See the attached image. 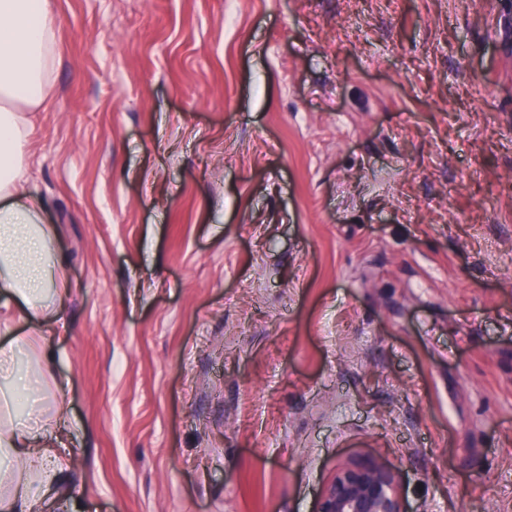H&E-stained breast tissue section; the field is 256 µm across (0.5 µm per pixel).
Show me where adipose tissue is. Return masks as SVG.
I'll list each match as a JSON object with an SVG mask.
<instances>
[{
  "instance_id": "1",
  "label": "adipose tissue",
  "mask_w": 512,
  "mask_h": 512,
  "mask_svg": "<svg viewBox=\"0 0 512 512\" xmlns=\"http://www.w3.org/2000/svg\"><path fill=\"white\" fill-rule=\"evenodd\" d=\"M56 23L48 0H0V296L14 301L31 324L29 335L0 344V378L10 382L9 390L0 392V458L18 463L8 491L0 495V512H39L56 493L60 469L54 425L66 416L63 405H55L53 422L35 426L18 424L12 407L16 395L41 389L49 354H42L38 371L24 375L19 360L69 294L58 283L62 259L42 222L43 205L27 188V115L53 92Z\"/></svg>"
}]
</instances>
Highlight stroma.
I'll use <instances>...</instances> for the list:
<instances>
[{
	"label": "stroma",
	"mask_w": 512,
	"mask_h": 512,
	"mask_svg": "<svg viewBox=\"0 0 512 512\" xmlns=\"http://www.w3.org/2000/svg\"><path fill=\"white\" fill-rule=\"evenodd\" d=\"M50 4L44 512H512V0ZM317 512H407L395 476L369 458L341 467L323 491Z\"/></svg>",
	"instance_id": "obj_1"
}]
</instances>
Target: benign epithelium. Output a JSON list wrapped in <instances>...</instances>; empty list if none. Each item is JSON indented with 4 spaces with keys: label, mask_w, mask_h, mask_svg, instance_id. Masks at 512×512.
I'll list each match as a JSON object with an SVG mask.
<instances>
[{
    "label": "benign epithelium",
    "mask_w": 512,
    "mask_h": 512,
    "mask_svg": "<svg viewBox=\"0 0 512 512\" xmlns=\"http://www.w3.org/2000/svg\"><path fill=\"white\" fill-rule=\"evenodd\" d=\"M317 512H407L395 476L369 458L341 467L323 491Z\"/></svg>",
    "instance_id": "7a95c632"
}]
</instances>
